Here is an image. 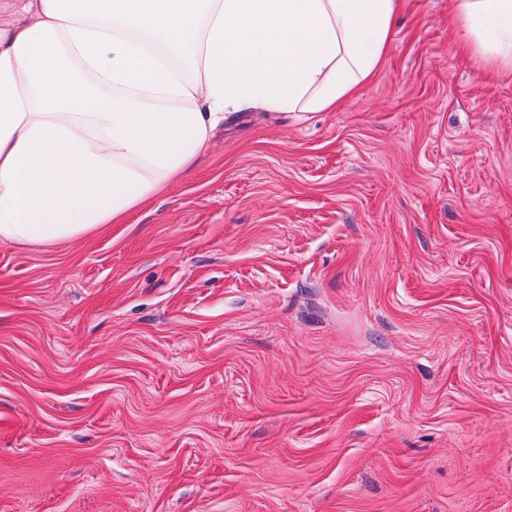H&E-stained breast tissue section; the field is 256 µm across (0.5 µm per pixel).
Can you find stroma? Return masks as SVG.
I'll return each instance as SVG.
<instances>
[{"label":"stroma","instance_id":"stroma-1","mask_svg":"<svg viewBox=\"0 0 512 512\" xmlns=\"http://www.w3.org/2000/svg\"><path fill=\"white\" fill-rule=\"evenodd\" d=\"M457 9L128 223L0 242V512H512V68Z\"/></svg>","mask_w":512,"mask_h":512}]
</instances>
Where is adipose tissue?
<instances>
[{
    "label": "adipose tissue",
    "instance_id": "obj_1",
    "mask_svg": "<svg viewBox=\"0 0 512 512\" xmlns=\"http://www.w3.org/2000/svg\"><path fill=\"white\" fill-rule=\"evenodd\" d=\"M401 0H0V241L126 223L187 176L228 114L330 111L383 57ZM449 27L512 64V0Z\"/></svg>",
    "mask_w": 512,
    "mask_h": 512
}]
</instances>
